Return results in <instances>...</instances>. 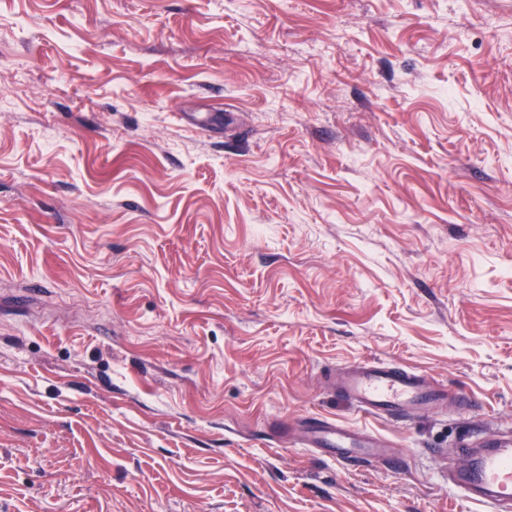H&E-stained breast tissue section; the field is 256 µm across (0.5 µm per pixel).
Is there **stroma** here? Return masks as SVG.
<instances>
[{"label": "stroma", "mask_w": 512, "mask_h": 512, "mask_svg": "<svg viewBox=\"0 0 512 512\" xmlns=\"http://www.w3.org/2000/svg\"><path fill=\"white\" fill-rule=\"evenodd\" d=\"M365 359L447 407L358 414ZM491 428L512 0H0V512H481L432 451ZM302 445L332 461L380 460L387 448L384 440L328 418H309Z\"/></svg>", "instance_id": "35a3bbf8"}]
</instances>
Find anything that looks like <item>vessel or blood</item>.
<instances>
[{"mask_svg": "<svg viewBox=\"0 0 512 512\" xmlns=\"http://www.w3.org/2000/svg\"><path fill=\"white\" fill-rule=\"evenodd\" d=\"M331 386L358 413L390 421L440 409L447 401L443 387L427 376L376 359L344 367ZM302 444L336 462L377 461L386 448L382 438L328 418L308 419ZM480 446L473 463L438 451L443 477L488 512H512V434L488 433Z\"/></svg>", "mask_w": 512, "mask_h": 512, "instance_id": "b4317fda", "label": "vessel or blood"}]
</instances>
